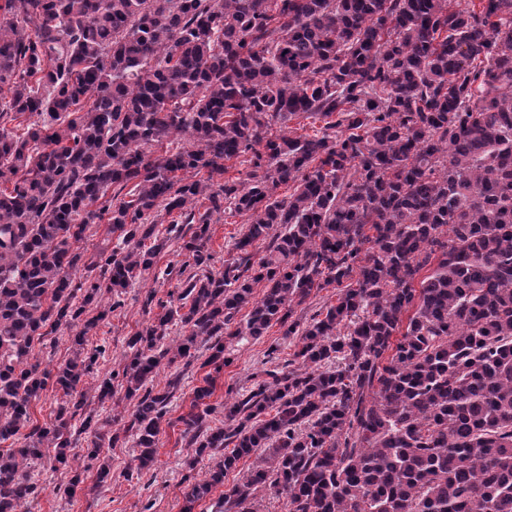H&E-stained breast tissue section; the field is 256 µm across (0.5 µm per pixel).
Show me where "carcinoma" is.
Returning a JSON list of instances; mask_svg holds the SVG:
<instances>
[{
	"label": "carcinoma",
	"instance_id": "cac0c4a2",
	"mask_svg": "<svg viewBox=\"0 0 512 512\" xmlns=\"http://www.w3.org/2000/svg\"><path fill=\"white\" fill-rule=\"evenodd\" d=\"M3 90L0 512L35 497L28 468L50 448L71 495L94 466L110 477L83 387L107 311L86 312L154 266L167 216L178 304L147 296L164 313L97 388L110 399L119 378L136 400L137 469L180 386L145 389L163 359L204 347L220 372L245 308L230 336L278 324L300 359L224 404L222 427L205 425L212 374L194 389L177 418L189 468L219 459L182 512L252 455L220 512H258L264 490L287 512H512V0H3ZM228 162L246 179H224ZM226 212L248 223L215 273ZM105 215L119 244L79 277L74 245ZM332 285L336 302L294 317ZM62 328L73 356L49 367L34 347ZM49 383L62 399L33 425Z\"/></svg>",
	"mask_w": 512,
	"mask_h": 512
}]
</instances>
